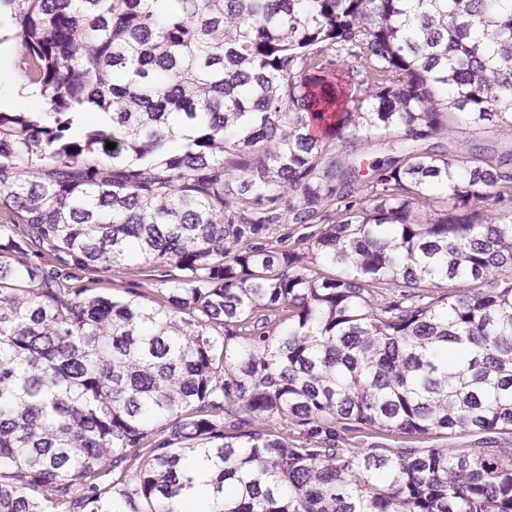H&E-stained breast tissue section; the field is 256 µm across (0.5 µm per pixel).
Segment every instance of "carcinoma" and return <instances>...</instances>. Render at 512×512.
<instances>
[{"instance_id":"1","label":"carcinoma","mask_w":512,"mask_h":512,"mask_svg":"<svg viewBox=\"0 0 512 512\" xmlns=\"http://www.w3.org/2000/svg\"><path fill=\"white\" fill-rule=\"evenodd\" d=\"M9 39L0 512H512L498 449L414 446L512 431V151L428 145L512 132V0H0ZM328 205L309 259L253 242ZM147 263L157 307L73 286ZM22 51L20 43L13 42L7 46L0 45V82L2 89L11 81V78H2V74L8 72L11 75L13 63ZM0 89V110H25L32 106L37 98V90L32 87L23 86L22 83L13 81L12 88L2 93ZM467 140L483 142L498 149L508 146L510 137L507 131L497 126H485L477 131L466 126H459L448 136V139L440 137L433 142L441 144L445 149L448 148V151H453L456 146L465 144ZM339 433L340 448H370L372 445L385 444L390 448H395L399 444L398 441L403 440L399 437H390L385 434H377L365 431L368 434L358 432H343L340 426H336Z\"/></svg>"}]
</instances>
